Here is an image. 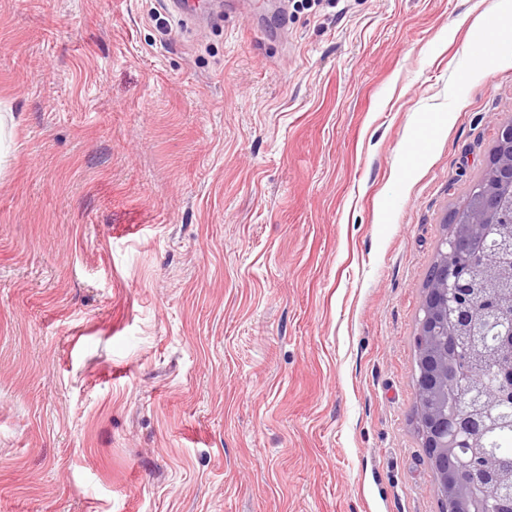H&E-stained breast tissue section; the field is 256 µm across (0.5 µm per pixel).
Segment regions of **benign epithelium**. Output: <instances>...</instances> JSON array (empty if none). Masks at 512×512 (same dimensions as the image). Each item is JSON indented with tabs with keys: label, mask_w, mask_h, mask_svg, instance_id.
Returning a JSON list of instances; mask_svg holds the SVG:
<instances>
[{
	"label": "benign epithelium",
	"mask_w": 512,
	"mask_h": 512,
	"mask_svg": "<svg viewBox=\"0 0 512 512\" xmlns=\"http://www.w3.org/2000/svg\"><path fill=\"white\" fill-rule=\"evenodd\" d=\"M512 198V122L501 126L482 180L447 224L438 247V274L425 288L416 348L419 377L414 384L415 398L422 405L420 435L422 446L435 474L440 499L452 512H482V483L495 478L492 467L481 469V483L461 479L466 465L467 438L478 420L454 406L456 391L448 386V361L453 357L449 338L468 323L464 300L472 281L489 278L494 268L486 266L464 275L465 257L456 249L467 242L472 252L492 250V237L498 199Z\"/></svg>",
	"instance_id": "obj_1"
}]
</instances>
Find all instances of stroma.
Returning <instances> with one entry per match:
<instances>
[{"mask_svg":"<svg viewBox=\"0 0 512 512\" xmlns=\"http://www.w3.org/2000/svg\"><path fill=\"white\" fill-rule=\"evenodd\" d=\"M495 2L0 0V512H440L414 338Z\"/></svg>","mask_w":512,"mask_h":512,"instance_id":"obj_1","label":"stroma"}]
</instances>
